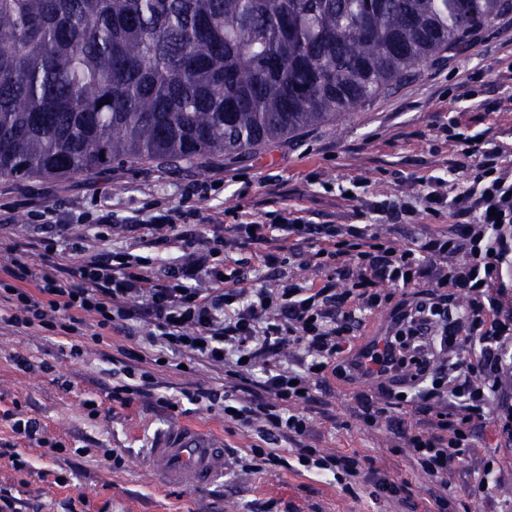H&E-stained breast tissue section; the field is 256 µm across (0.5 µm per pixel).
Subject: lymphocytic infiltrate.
Wrapping results in <instances>:
<instances>
[{
  "instance_id": "1",
  "label": "lymphocytic infiltrate",
  "mask_w": 512,
  "mask_h": 512,
  "mask_svg": "<svg viewBox=\"0 0 512 512\" xmlns=\"http://www.w3.org/2000/svg\"><path fill=\"white\" fill-rule=\"evenodd\" d=\"M472 184L452 194L438 177L424 182L425 213L448 217L418 245L357 225L299 222L288 211L253 224L209 221L201 212L157 204L143 223L139 249L119 248L73 263L55 261L58 245L41 242L42 259L16 261L0 277V322L58 336L123 330L131 302H141L149 331L138 348L120 347L127 381L111 398L161 396L159 352L223 372L222 388L184 391L208 401L255 440L235 463L259 472L296 458L306 471L332 474L342 491L355 484L397 500L402 483L367 467L357 455L327 454L312 439L308 406L318 385L334 379L356 387L381 380L379 402L354 392L353 412L367 425L388 418L411 466L430 481L425 512H445L451 478L463 463H480L474 442L487 431L512 447V178L499 170L493 141L461 136ZM179 248L177 264H156L150 251ZM246 249L249 260L237 259ZM308 257L321 278L304 286L288 273ZM468 291L465 317L449 319L447 287ZM390 306L392 322L379 349L359 342L368 313ZM409 386L399 396L396 384ZM497 400L498 414L484 409Z\"/></svg>"
}]
</instances>
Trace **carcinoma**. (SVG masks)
Instances as JSON below:
<instances>
[{
    "mask_svg": "<svg viewBox=\"0 0 512 512\" xmlns=\"http://www.w3.org/2000/svg\"><path fill=\"white\" fill-rule=\"evenodd\" d=\"M504 0H0V176L242 154L471 45Z\"/></svg>",
    "mask_w": 512,
    "mask_h": 512,
    "instance_id": "obj_1",
    "label": "carcinoma"
}]
</instances>
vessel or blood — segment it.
<instances>
[{
  "label": "vessel or blood",
  "instance_id": "obj_1",
  "mask_svg": "<svg viewBox=\"0 0 512 512\" xmlns=\"http://www.w3.org/2000/svg\"><path fill=\"white\" fill-rule=\"evenodd\" d=\"M226 456L223 436L175 425L153 445L148 464L160 480L205 490L223 480Z\"/></svg>",
  "mask_w": 512,
  "mask_h": 512
}]
</instances>
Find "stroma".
Returning <instances> with one entry per match:
<instances>
[{
	"mask_svg": "<svg viewBox=\"0 0 512 512\" xmlns=\"http://www.w3.org/2000/svg\"><path fill=\"white\" fill-rule=\"evenodd\" d=\"M458 120L465 134L486 132L501 145V166L512 177V9L501 11L467 51L424 65L369 104L336 122L299 129L289 138L259 145L237 156L202 157L172 169L156 160L127 161L96 167L59 179L0 177V268L14 260L39 262L32 237L54 238L86 247L88 254L137 243L136 223L148 204L159 200L182 206L186 184L208 186L196 206L205 215L234 212L240 221H257L280 208L314 224L368 221L376 231L402 244L416 242L428 218L421 184L444 177L458 189L470 184V167L444 129ZM352 192L343 199L341 190ZM384 201L407 209L403 223L376 214L360 218L368 204ZM56 216L109 212L115 226L107 239L96 238L90 221L34 226L33 211ZM120 333L102 340L84 337L80 355L70 353V338L0 327V410L19 404L40 422L46 439L70 448L60 456L51 449L13 439L0 421V442L14 441L28 463L24 472L0 464V485L23 502L21 512H65L68 500L84 499L89 512H408L395 502L373 500L366 486L355 494L341 491L333 478L299 475L284 468L261 472L228 471L209 489L189 491L152 475L145 463L150 439L172 423L223 434L229 450L248 448L249 438L225 422L216 407L181 402L172 412L154 401L134 399L121 406L111 399L117 377ZM24 356L30 369L19 368ZM164 392L179 399L182 388H221L224 378L210 367L167 370ZM350 389L339 383L323 390L326 412L312 410L313 435L323 452L358 453L367 464L397 472L412 504L424 507L429 482L397 453L398 439L387 426L367 427L348 410ZM121 453L124 465L113 470L102 451ZM489 470L464 466L448 490L449 512H512V482L499 480L512 470V451L485 449ZM490 476L493 502L472 495L470 486Z\"/></svg>",
	"mask_w": 512,
	"mask_h": 512,
	"instance_id": "35a3bbf8",
	"label": "stroma"
}]
</instances>
